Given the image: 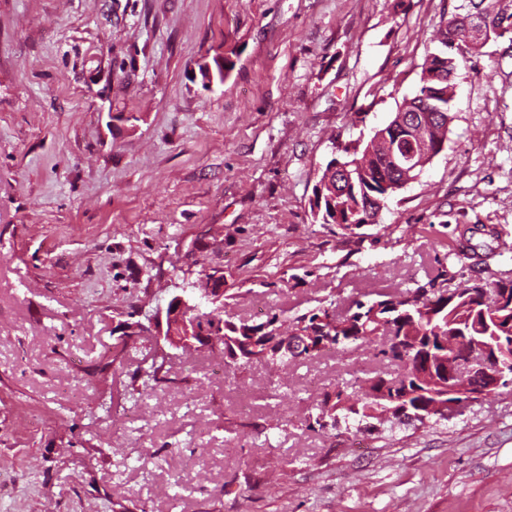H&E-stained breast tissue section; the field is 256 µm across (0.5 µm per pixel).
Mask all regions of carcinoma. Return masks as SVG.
<instances>
[{"instance_id":"carcinoma-1","label":"carcinoma","mask_w":512,"mask_h":512,"mask_svg":"<svg viewBox=\"0 0 512 512\" xmlns=\"http://www.w3.org/2000/svg\"><path fill=\"white\" fill-rule=\"evenodd\" d=\"M482 8L486 37L496 42L505 37L512 40V0H457V5L437 30L435 47L428 52L420 75V86L414 96L404 99L397 112L420 110L434 115L429 142L435 152H442L448 134L440 129L439 119L448 117L453 121L452 102L458 72L467 67L465 63L452 61L454 41L468 36L467 19L470 13ZM382 139L361 147L351 143L342 147L341 162L349 165L350 180L340 186L341 193L331 196L328 189L314 192L317 209L314 219L323 224H335L344 230H353L361 224H378L392 191L384 183L393 180L387 162L391 148L400 149L406 141V131L392 119L386 126L376 130ZM352 313L339 319L333 310V302L319 301L315 308L287 319L273 313L261 323L238 322L224 317V312L212 308L196 316L199 333L224 337V349L238 356L231 361L224 358L228 367H236L250 361H264L271 365L286 366L319 359L322 353L304 348L297 353L277 355L270 341L277 330L321 333L332 337L329 351L348 349L358 343H371L377 336L388 340L378 344L376 356L390 363L403 365L416 361L414 345L395 341L399 336H417L419 344L426 346L440 333L454 326L469 336H477L495 346H512V279L494 281L476 280L470 285L448 294L437 288L436 279L414 289L390 292H374L368 300L355 299L351 303ZM170 358L152 357L136 370L141 380V393H153L166 386L167 365ZM383 392V398L369 395L368 389ZM403 399L413 407L432 399L430 395L406 388L402 378L387 380L380 376L367 377L358 383V388L347 392V387L322 394L318 412L311 418L308 428L324 432L349 424L350 420L364 421L377 418L385 411V398Z\"/></svg>"}]
</instances>
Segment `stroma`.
Returning a JSON list of instances; mask_svg holds the SVG:
<instances>
[{"label": "stroma", "mask_w": 512, "mask_h": 512, "mask_svg": "<svg viewBox=\"0 0 512 512\" xmlns=\"http://www.w3.org/2000/svg\"><path fill=\"white\" fill-rule=\"evenodd\" d=\"M453 5L0 0V512H512V387L447 419L323 433L307 423L324 391L396 377L372 345L221 376L200 346L130 396L159 308L208 266L227 315L257 323L321 299L345 316L442 260L451 292L512 274L506 38L461 70L444 150L381 223L311 215L340 146L415 94Z\"/></svg>", "instance_id": "35a3bbf8"}]
</instances>
